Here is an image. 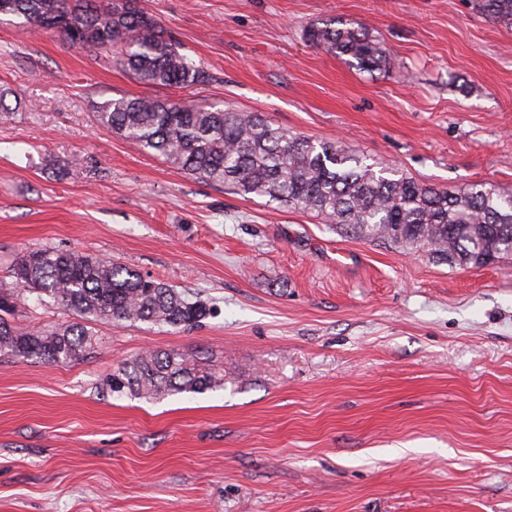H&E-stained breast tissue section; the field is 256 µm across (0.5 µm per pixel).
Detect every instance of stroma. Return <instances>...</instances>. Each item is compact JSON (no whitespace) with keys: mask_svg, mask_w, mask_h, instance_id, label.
Here are the masks:
<instances>
[{"mask_svg":"<svg viewBox=\"0 0 512 512\" xmlns=\"http://www.w3.org/2000/svg\"><path fill=\"white\" fill-rule=\"evenodd\" d=\"M207 83L149 88L0 19V287L29 251L111 260L210 310L89 324L64 364L0 356V512H512V259L450 264L347 237L98 126L96 105L219 99L439 188L512 192V29L473 0H141ZM365 27L368 71L313 45ZM25 327L75 315L21 292ZM176 351L221 388L115 396ZM307 30L308 39L317 47L336 55H349L361 68L380 67L387 60V49L372 39L361 26L329 19ZM336 24L341 27H336Z\"/></svg>","mask_w":512,"mask_h":512,"instance_id":"stroma-1","label":"stroma"}]
</instances>
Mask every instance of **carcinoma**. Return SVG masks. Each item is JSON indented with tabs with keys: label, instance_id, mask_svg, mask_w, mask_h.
<instances>
[{
	"label": "carcinoma",
	"instance_id": "cac0c4a2",
	"mask_svg": "<svg viewBox=\"0 0 512 512\" xmlns=\"http://www.w3.org/2000/svg\"><path fill=\"white\" fill-rule=\"evenodd\" d=\"M474 7L512 28V0H474ZM1 16L55 31L73 47L104 51L143 85L185 88L206 79L140 0H110L104 8L96 0H0ZM307 36L329 53L351 56L361 68L387 60V49L360 25L329 19L311 26ZM95 117L101 127L191 176L314 213L355 238L390 241L465 265L512 257V194L492 185L452 191L423 184L222 101L121 97L99 103ZM14 274L19 290L50 296L82 319L50 331L19 326L7 319L17 295L0 290V353L20 360L79 359L93 346L86 321L190 329L207 316L203 302L167 283L71 251H31ZM221 381L196 372L178 352L152 351L120 366L106 386L112 393L160 397L212 390Z\"/></svg>",
	"mask_w": 512,
	"mask_h": 512
}]
</instances>
